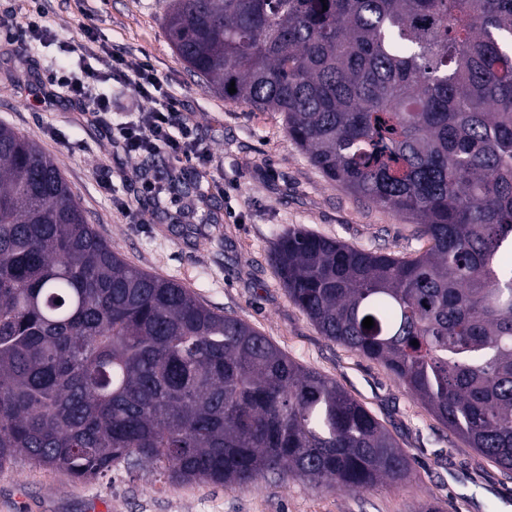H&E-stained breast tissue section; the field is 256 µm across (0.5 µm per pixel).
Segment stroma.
<instances>
[{
  "instance_id": "35a3bbf8",
  "label": "stroma",
  "mask_w": 512,
  "mask_h": 512,
  "mask_svg": "<svg viewBox=\"0 0 512 512\" xmlns=\"http://www.w3.org/2000/svg\"><path fill=\"white\" fill-rule=\"evenodd\" d=\"M53 41L31 50L0 31V124L35 140L60 168L89 224L128 262L190 288L210 307L262 332L301 365L335 380L412 458L399 486L347 491L299 478L258 480L239 490L170 487L146 468H120L92 482L26 462L0 471V512H512V477L445 428L380 363L329 341L289 300L268 254L292 226L358 248L399 256L423 240L398 214L328 181L287 137L284 117L224 101L177 57L163 0H52ZM89 25L100 45L147 55L176 92L210 160L188 166L160 198L141 192L167 160L127 159L108 133L53 82L77 70L69 43ZM112 179L102 189L98 170Z\"/></svg>"
}]
</instances>
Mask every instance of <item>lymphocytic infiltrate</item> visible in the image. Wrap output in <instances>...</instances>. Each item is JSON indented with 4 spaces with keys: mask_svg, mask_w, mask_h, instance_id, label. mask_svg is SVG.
<instances>
[{
    "mask_svg": "<svg viewBox=\"0 0 512 512\" xmlns=\"http://www.w3.org/2000/svg\"><path fill=\"white\" fill-rule=\"evenodd\" d=\"M82 62L77 77L60 76L72 101L86 107L97 119H105L112 105L108 96L97 87L106 81L145 100L146 105L127 120L109 124L107 131L115 147L125 156L138 158L143 154H165L175 161L168 179L177 178L180 165L208 159L209 152L201 147L195 131L184 120L181 104L171 89L165 86L152 64L145 59L129 56L119 50L97 46L93 36L74 44Z\"/></svg>",
    "mask_w": 512,
    "mask_h": 512,
    "instance_id": "obj_1",
    "label": "lymphocytic infiltrate"
}]
</instances>
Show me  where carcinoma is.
I'll return each mask as SVG.
<instances>
[{
	"label": "carcinoma",
	"instance_id": "obj_1",
	"mask_svg": "<svg viewBox=\"0 0 512 512\" xmlns=\"http://www.w3.org/2000/svg\"><path fill=\"white\" fill-rule=\"evenodd\" d=\"M165 2L206 87L282 113L327 180L428 243L403 257L290 228L269 254L289 300L511 475L512 0ZM20 460L238 489L411 471L335 381L112 250L54 160L0 124V471Z\"/></svg>",
	"mask_w": 512,
	"mask_h": 512
}]
</instances>
